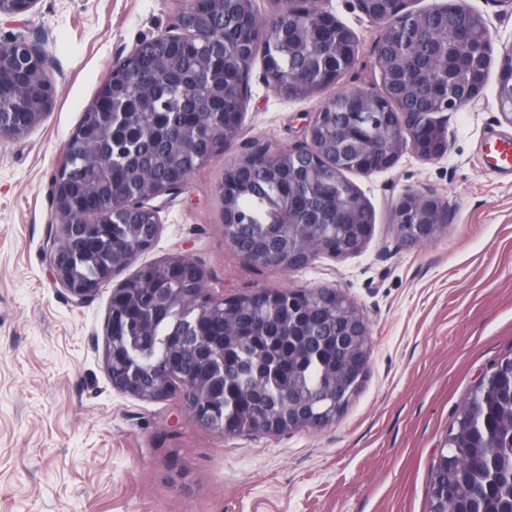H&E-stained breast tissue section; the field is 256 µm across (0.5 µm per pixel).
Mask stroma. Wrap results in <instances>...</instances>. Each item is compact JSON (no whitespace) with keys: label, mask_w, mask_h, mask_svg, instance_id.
Instances as JSON below:
<instances>
[{"label":"stroma","mask_w":512,"mask_h":512,"mask_svg":"<svg viewBox=\"0 0 512 512\" xmlns=\"http://www.w3.org/2000/svg\"><path fill=\"white\" fill-rule=\"evenodd\" d=\"M487 20L495 51L512 43V0H466ZM183 0H38L0 21V43H44L55 65L51 112L0 138V512H428L431 467L477 378L512 352V176L485 144L512 138L499 113L498 66L478 101L453 113L445 157L403 155L354 175L374 213L358 254L317 256L297 271L247 263L224 241L215 193L254 144L306 139L320 97L285 100L254 61L243 128L226 151L166 197L161 229L138 264L184 252L227 295L261 288H335L362 312L372 341L359 394L328 428L224 437L190 421L179 397L141 401L113 390L103 360L110 289L74 307L54 286L43 250L53 178L83 111L113 65L172 28ZM360 41L343 91L378 82L381 33L356 0H331ZM408 189L448 203L429 242H402L392 208Z\"/></svg>","instance_id":"stroma-1"}]
</instances>
